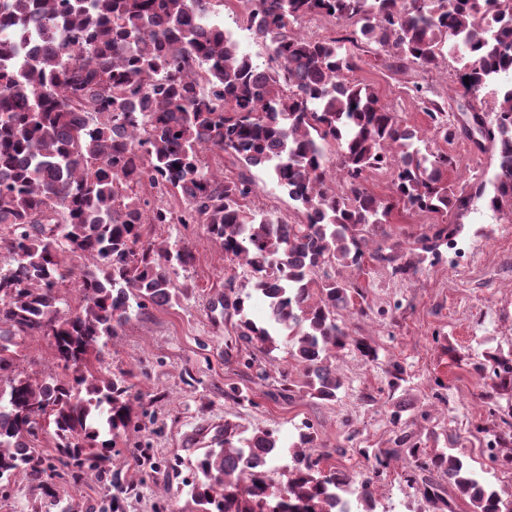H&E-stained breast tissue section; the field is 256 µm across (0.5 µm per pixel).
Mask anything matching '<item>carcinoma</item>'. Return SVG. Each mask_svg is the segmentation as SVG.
Here are the masks:
<instances>
[{
	"instance_id": "carcinoma-1",
	"label": "carcinoma",
	"mask_w": 512,
	"mask_h": 512,
	"mask_svg": "<svg viewBox=\"0 0 512 512\" xmlns=\"http://www.w3.org/2000/svg\"><path fill=\"white\" fill-rule=\"evenodd\" d=\"M243 19L268 44L277 64L260 66L238 41L211 23L224 0H0V249L14 265L0 268V480L18 474L38 483L48 505L72 512L60 499L28 443L52 428L57 460L76 479L109 469L112 443L138 432L125 373L105 375L112 337L134 314L171 307L188 295L171 271L192 264L191 249L151 239L146 225L201 224L224 260L246 267L253 292L233 278L210 300V313L239 317L237 336L254 349L245 366L274 387L272 396L334 401L343 387L333 360L344 349L375 357L376 348L349 333L345 316L365 312V295L334 269L360 270L365 261L408 278L438 257L463 230L431 224L408 246L368 249L393 213L464 214L483 198L512 205V0H250ZM319 15L359 27L340 39L299 38L291 23ZM351 47H346V44ZM375 46L397 72H433L450 54L461 65L465 94L494 100L467 108L465 125L449 119L447 104L423 100L432 132L445 141L478 131L476 148L495 161L492 178L471 186L448 183L456 165L446 152L418 146L419 131L404 125L376 89L357 80L355 50ZM207 87L210 94L201 93ZM238 162L235 178L212 170L200 154ZM263 167L296 202L289 222L251 206ZM394 169L390 192L364 186L368 172ZM493 193L486 195L487 186ZM67 255L89 256L78 269V310L60 314L69 274ZM258 293L266 318L248 316ZM52 338L67 381L13 374L21 336ZM288 341L302 379L270 374L257 353ZM496 377L512 381V358L491 355ZM306 423L288 448V479L270 472L282 455L269 430L244 435L224 425L218 447L196 461L188 494L199 512H374L371 479L349 475L314 455ZM408 446V482L429 503L448 481L473 512H512V501L482 485L460 457L428 453L408 436L395 447L359 449L380 466ZM112 512H119L121 471L110 474Z\"/></svg>"
}]
</instances>
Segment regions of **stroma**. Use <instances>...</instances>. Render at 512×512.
<instances>
[{
    "label": "stroma",
    "instance_id": "obj_1",
    "mask_svg": "<svg viewBox=\"0 0 512 512\" xmlns=\"http://www.w3.org/2000/svg\"><path fill=\"white\" fill-rule=\"evenodd\" d=\"M355 76L373 85L403 124L418 129L427 148L455 157L449 183L461 187L492 176L488 155L467 139H435L412 91L422 84L430 98L458 107L464 98L455 61L430 74L398 73L366 52ZM442 222L465 226L447 263L423 264L408 280L370 262L356 273L367 314L347 318L346 324L352 335L371 342L376 358L338 353L336 372L344 386L337 400L303 396L289 403L273 399L270 386L244 366L236 318L215 319L208 310L225 279L244 284L248 272L225 266L203 226L149 227L156 240L188 244L195 260L175 274L189 290L181 304L132 318L106 354V367L126 371L147 411L142 439H118L112 451L113 469L136 488L123 512H196L186 488L193 464L227 424L272 431L286 446L296 441L301 423L312 424L333 464L356 479L372 478L377 512H433L417 486L407 482L405 463H391L376 478L372 462L359 454L363 448L393 447L403 434L427 450L459 456L502 497L512 496V436L503 434L512 422V383L501 385L492 374L472 369L487 354H512V207L494 211L480 201L461 217L398 213L377 239L404 243ZM396 362L406 369L398 383L389 373ZM54 363L50 337L21 339L16 372L40 378L53 371L68 379L69 371ZM230 383L247 391L248 401L225 397ZM56 485L76 512H102L106 479L90 473L57 479ZM0 512H45L41 490L23 475L1 482Z\"/></svg>",
    "mask_w": 512,
    "mask_h": 512
}]
</instances>
